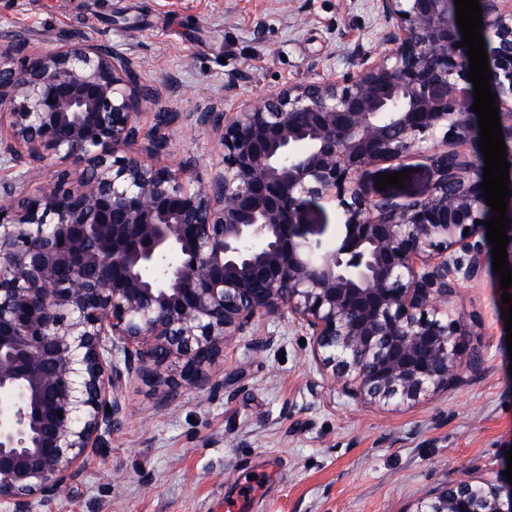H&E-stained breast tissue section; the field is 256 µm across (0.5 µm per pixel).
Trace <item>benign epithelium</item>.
Returning <instances> with one entry per match:
<instances>
[{"mask_svg":"<svg viewBox=\"0 0 512 512\" xmlns=\"http://www.w3.org/2000/svg\"><path fill=\"white\" fill-rule=\"evenodd\" d=\"M496 106L512 145V0H479ZM379 56L192 112L221 131L222 163L164 161L170 133L141 145L156 100L119 48L75 32L27 54L0 36V507L39 512L66 497L90 451L125 414L124 386L158 382L171 358L204 387L224 340L286 312L338 392L364 405L416 401L461 381L463 320L448 299L479 278L492 216L471 168L467 47L454 0H377ZM429 152L425 196L374 199L375 162ZM67 168L19 196L31 172ZM329 201L343 230L304 223ZM469 233H464V229ZM111 412H106V409ZM62 415H57V412ZM427 495L415 512H512L503 474Z\"/></svg>","mask_w":512,"mask_h":512,"instance_id":"obj_1","label":"benign epithelium"}]
</instances>
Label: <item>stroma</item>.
<instances>
[{
	"mask_svg": "<svg viewBox=\"0 0 512 512\" xmlns=\"http://www.w3.org/2000/svg\"><path fill=\"white\" fill-rule=\"evenodd\" d=\"M19 27L38 53L71 32L127 52L140 83L163 91L143 117L148 130L160 111L185 116L217 101L230 112L315 75H342L385 34L376 0H0V33ZM172 147L203 172L219 153L210 129ZM400 171L403 187L386 195L426 193L431 171L419 156L375 163L363 181L372 191L377 176ZM501 295L488 267L454 307L473 323L463 355L479 359L459 388L383 411L328 387L286 316L227 337L206 389L169 360L162 383L127 385V415L109 447L89 455L68 497L40 512H225L242 495L246 512H414L428 491L494 476L512 451ZM171 390L177 400L160 409Z\"/></svg>",
	"mask_w": 512,
	"mask_h": 512,
	"instance_id": "1",
	"label": "stroma"
}]
</instances>
